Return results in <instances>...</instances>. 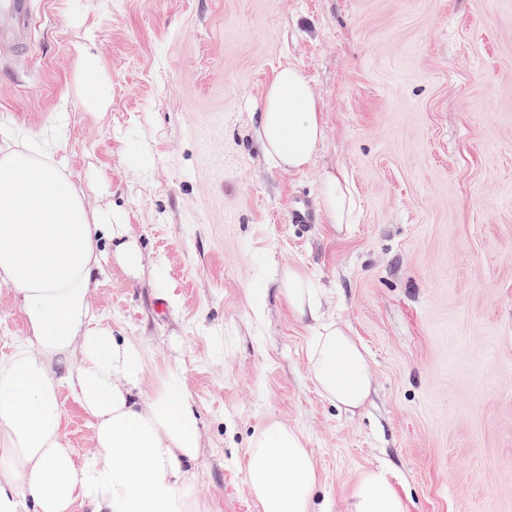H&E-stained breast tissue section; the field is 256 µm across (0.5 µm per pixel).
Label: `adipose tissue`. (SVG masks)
I'll list each match as a JSON object with an SVG mask.
<instances>
[{
	"label": "adipose tissue",
	"mask_w": 512,
	"mask_h": 512,
	"mask_svg": "<svg viewBox=\"0 0 512 512\" xmlns=\"http://www.w3.org/2000/svg\"><path fill=\"white\" fill-rule=\"evenodd\" d=\"M326 134L320 104L303 69L280 68L260 114L265 155L301 170ZM69 159L53 131L35 134L0 120V284L14 293L27 333L0 359V512H72L77 500L94 512H198L188 489L198 456V417L168 371L163 387L144 388L148 354L117 339L90 304L102 273V235H112L119 262L137 270L134 242L108 217H90L67 174ZM327 223H350L356 208L345 171L325 174ZM295 318L312 321V376L338 408L362 406L371 389L364 347L340 322L324 319L320 290L301 269L283 272ZM92 417L95 448L76 458L62 432L61 388ZM247 480L259 512H317L316 467L300 434L274 423L246 453ZM349 512H406L385 472L358 478Z\"/></svg>",
	"instance_id": "1"
}]
</instances>
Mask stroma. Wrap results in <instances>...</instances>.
Instances as JSON below:
<instances>
[{
	"label": "stroma",
	"instance_id": "stroma-1",
	"mask_svg": "<svg viewBox=\"0 0 512 512\" xmlns=\"http://www.w3.org/2000/svg\"><path fill=\"white\" fill-rule=\"evenodd\" d=\"M31 5V42L0 47V117L38 133L67 110L71 180L136 243L128 273L101 241L91 305L147 349L146 390L180 372L199 413L200 512H259L245 454L272 421L302 436L325 512H348L376 467L407 512H512V0ZM288 64L326 123L300 171L274 166L257 136ZM98 80L103 110L87 96ZM335 168L358 202L340 228L319 197ZM297 209L309 223H291ZM291 266L367 350L356 413L312 379L313 331L281 283ZM24 334L0 286V357ZM59 400L70 447L89 456L92 419L68 390Z\"/></svg>",
	"mask_w": 512,
	"mask_h": 512
}]
</instances>
